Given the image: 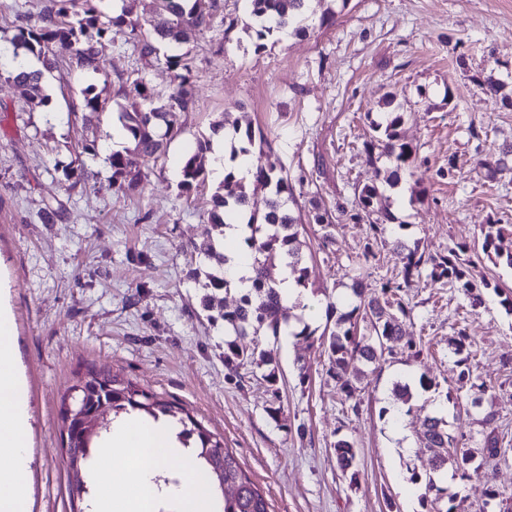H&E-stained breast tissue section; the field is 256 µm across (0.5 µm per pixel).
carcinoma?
<instances>
[{
  "label": "carcinoma",
  "mask_w": 512,
  "mask_h": 512,
  "mask_svg": "<svg viewBox=\"0 0 512 512\" xmlns=\"http://www.w3.org/2000/svg\"><path fill=\"white\" fill-rule=\"evenodd\" d=\"M105 0H52L39 15V23L20 27L9 44L0 48L3 68L9 78L25 87L28 101L34 107L49 102L41 84L42 71H27L26 65L35 60L45 69L52 70L62 52H69L82 67L97 71L96 62L107 48L109 31L113 25L129 29L130 40L144 58L157 54L156 44L167 48L164 56L167 68L173 73V87L161 99L155 96L144 78L137 77L121 87L124 98L130 101L121 105L117 119L127 134L129 146L111 157L112 190L131 195L140 185V166L147 161H158L165 151L167 141L178 131L180 114L188 109L193 89L191 74L193 59L184 49V35L189 28L202 31L209 27V17L199 6V0H151V8L143 18L131 19L125 12H114L108 22H103L101 6ZM249 19L246 29L255 33L259 43L256 49L265 47L263 40L280 33L292 31L304 33L307 17V0H244ZM396 95L388 94L383 107L386 112L378 118L367 114L373 132L367 150L375 149L391 163L379 181L363 186L358 192L360 213L356 217L368 218L372 235L383 236L388 232L387 223L394 220L388 209L387 191L401 183V172L411 168L416 148L403 141L400 128L405 122L404 113L395 105ZM229 119L209 126L210 135L197 142L196 152L183 160L178 187L189 195L204 187L208 174L204 170L199 153L210 149L212 138L224 133ZM234 140L230 142L231 164L224 166V179L211 196V207L206 210L207 220L224 235V227L239 217L246 224L248 234L243 242L252 258V286L239 292L236 304L229 308L216 302V293L234 290V282L225 270L227 258L217 250L213 241L193 247L201 262L214 268L206 273L201 299L208 312L211 325L224 328V366L232 373L240 370L261 369L264 380L274 398H279L277 383L278 364L274 350L262 347L261 337L278 336L288 329L295 336L317 338L319 347L327 354L329 371L336 382V389L344 400L354 399L365 377L362 367L378 368L395 355L394 343L402 337L401 323L410 316V310L398 295L413 277L426 276L433 282L447 281L467 297L471 305L481 303L482 292L491 287L486 274L477 265L462 258L467 250L459 246L448 250L441 257L425 256L418 245L410 246L403 240L393 241V252L402 264V281H388L379 289L364 286L360 276L352 277L351 308L340 312L333 303L329 314L336 315L333 324L325 325L322 332L311 328L302 316H291L290 308L282 303L277 288V278L272 269L277 267L288 273L299 288H307V267L297 245L299 226L308 222L320 227L325 243L334 240L335 224L332 216L316 212L302 217L288 206L292 187L278 160L239 173L241 163L248 161L255 143H266L264 136H256L251 125L233 126ZM256 183L270 189V197L262 211L250 207L247 188ZM377 216L371 220V216ZM481 250L489 259H505L512 265V231L501 224H484L481 228ZM250 338V345L241 340ZM460 368L458 381L470 384L471 405L480 404L484 384L473 382V371L463 366V360L455 361ZM72 403L63 404L61 419L66 431L65 445L68 466L74 472L75 482L70 496L87 502L89 486L88 469L93 443L110 429L105 418L98 412L117 415L128 409L138 410L156 418L160 415L178 419L184 440L194 439L197 456L202 461L201 472L209 485L221 494L223 512H270L269 503L253 481L245 474L239 461L220 438L196 420L184 408L139 389L130 381H124L109 372L89 369L73 387ZM420 447L431 452L432 473L423 474L412 469L410 480L424 483V501L441 503L437 512H453L446 488L437 485L433 473L451 464L461 477L469 478L478 472L475 454L465 438L456 439L448 433V422L441 416L426 418ZM339 467L350 473V482L357 480L354 470L356 450L354 442L340 438L334 444ZM481 454L485 460H496L505 455L496 437L489 433L484 439Z\"/></svg>",
  "instance_id": "cac0c4a2"
}]
</instances>
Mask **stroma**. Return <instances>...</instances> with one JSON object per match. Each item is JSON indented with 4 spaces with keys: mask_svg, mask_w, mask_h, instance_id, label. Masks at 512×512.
I'll return each instance as SVG.
<instances>
[{
    "mask_svg": "<svg viewBox=\"0 0 512 512\" xmlns=\"http://www.w3.org/2000/svg\"><path fill=\"white\" fill-rule=\"evenodd\" d=\"M47 0H0V45L35 24ZM243 0H218L209 29L189 32L193 102L164 157L142 167V190L113 193L111 157L129 145L116 111L119 78L145 76L166 93L164 62L145 66L126 27H113L99 72L64 58L47 80L48 107H30L23 87L0 78V305L12 320L16 369L27 389L31 489L29 512H71L73 474L62 446L60 409L87 368L110 371L189 410L234 453L272 512H427L411 470H426L419 445L430 413L452 435L480 446L482 419L495 412L504 460L465 479L439 478L455 512H512V266L481 251L480 227L512 229V169L489 177L488 156L512 144V105L493 102L488 73L512 97V0H348L333 25L256 49L245 32ZM95 84L103 103L86 114L83 91ZM395 93L406 119L401 134L416 147L410 174L391 194L399 234L433 256L469 244L468 255L492 282L471 306L449 284L423 279L404 289L411 309L405 338L420 357L396 355L362 382L360 411H347L318 345L281 333L265 337L278 361L279 395L256 374L224 366V329L211 325L200 300L204 267L192 247L213 234L201 215L210 188H178L186 151L222 115L252 122L271 144L304 211L335 216V242L319 248L317 225L299 240L308 267L305 300L339 302L354 269L368 287L400 277L391 244H370L355 220L358 192L389 166L368 161L365 115ZM96 143L82 152L85 141ZM78 174V183L68 173ZM426 191L411 203V186ZM58 199L61 212L43 210ZM372 258H364L365 248ZM467 329L468 363L490 386L480 406L457 391L448 344ZM435 385L421 389L420 375ZM412 387L410 413L394 421V382ZM281 413L271 417L272 403ZM347 438L357 451V481L334 452ZM498 499H488V491Z\"/></svg>",
    "mask_w": 512,
    "mask_h": 512,
    "instance_id": "obj_1",
    "label": "stroma"
}]
</instances>
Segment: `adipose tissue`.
<instances>
[{"mask_svg": "<svg viewBox=\"0 0 512 512\" xmlns=\"http://www.w3.org/2000/svg\"><path fill=\"white\" fill-rule=\"evenodd\" d=\"M10 336V321L0 314V512H27V396L10 369ZM92 471L100 482L90 512L220 510L190 450L179 445L175 427L163 419L136 413L115 419L93 458ZM168 471L174 474V484L158 487V476Z\"/></svg>", "mask_w": 512, "mask_h": 512, "instance_id": "obj_1", "label": "adipose tissue"}]
</instances>
